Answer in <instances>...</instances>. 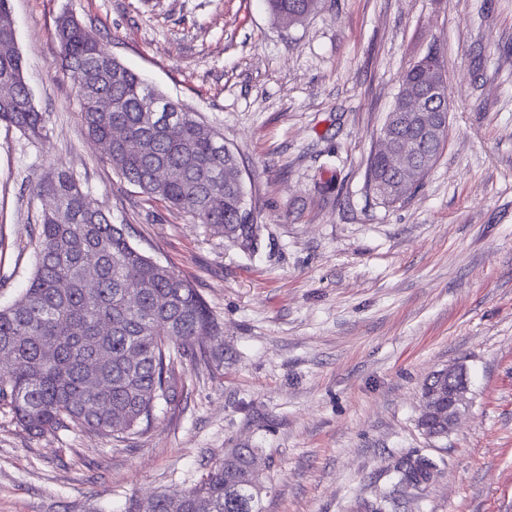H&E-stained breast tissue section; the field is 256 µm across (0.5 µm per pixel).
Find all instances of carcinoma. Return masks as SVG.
I'll list each match as a JSON object with an SVG mask.
<instances>
[{
  "label": "carcinoma",
  "instance_id": "obj_1",
  "mask_svg": "<svg viewBox=\"0 0 512 512\" xmlns=\"http://www.w3.org/2000/svg\"><path fill=\"white\" fill-rule=\"evenodd\" d=\"M274 18L318 8V0H266ZM58 65L72 83L80 120L88 134L112 142V126L125 130L129 146L111 148L107 158L131 184L253 249L258 227L239 223L243 181L224 173L239 169L234 152L218 132L193 112L180 122L148 128L142 103L161 93L117 60L72 15L59 17ZM17 86L0 103V124L41 140L46 116L37 110L18 52L0 55V81ZM423 80L415 63L400 90ZM112 109L101 111L100 100ZM395 142L419 154L440 156L447 138L425 135L419 122L394 117ZM165 167L173 173L159 179ZM388 156L372 153L367 182L392 180ZM42 202L35 246L36 267L20 298L0 309V357L11 369L0 373V405L29 433L90 430L115 440L149 425L155 409L173 394L175 364L188 357L208 362L220 354L218 325L200 292L185 277L146 256L128 240L66 171L51 169L36 189ZM255 448H226L192 487L163 492L127 512H262L266 491L254 475ZM398 487L418 488L434 478L439 462L428 456L400 460Z\"/></svg>",
  "mask_w": 512,
  "mask_h": 512
}]
</instances>
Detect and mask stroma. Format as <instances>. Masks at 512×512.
I'll list each match as a JSON object with an SVG mask.
<instances>
[{"instance_id": "35a3bbf8", "label": "stroma", "mask_w": 512, "mask_h": 512, "mask_svg": "<svg viewBox=\"0 0 512 512\" xmlns=\"http://www.w3.org/2000/svg\"><path fill=\"white\" fill-rule=\"evenodd\" d=\"M76 16L146 84L239 158L250 251L148 198L88 136L58 66ZM34 141L0 125V306L35 263L49 165L70 172L130 243L187 278L221 360H183L174 399L125 442L29 435L0 406V512H128L195 485L225 449H257L263 512H512V0H321L282 27L263 0H10ZM446 61L445 147L382 204L367 160L404 70ZM463 366L447 436L418 428L423 385ZM422 454L440 473L393 489Z\"/></svg>"}]
</instances>
